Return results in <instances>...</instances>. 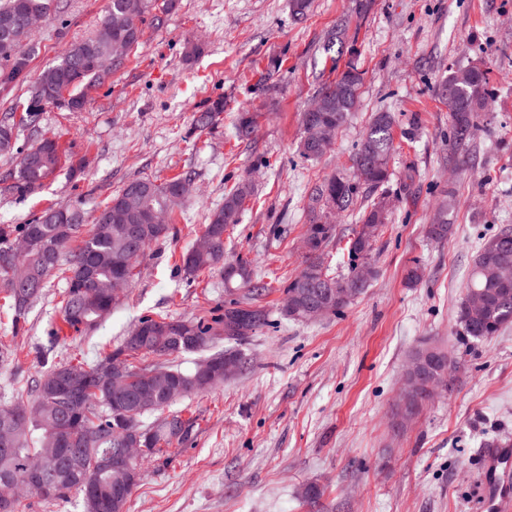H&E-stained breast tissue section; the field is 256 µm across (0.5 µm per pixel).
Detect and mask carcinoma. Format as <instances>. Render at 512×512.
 Returning a JSON list of instances; mask_svg holds the SVG:
<instances>
[{
  "mask_svg": "<svg viewBox=\"0 0 512 512\" xmlns=\"http://www.w3.org/2000/svg\"><path fill=\"white\" fill-rule=\"evenodd\" d=\"M174 0H108L104 17L124 23L123 34L128 49L139 43V23L151 15L160 25L173 8ZM59 0H7L0 4V27L12 23L14 38L0 40V88L24 78L35 47L24 31L27 17L48 18L59 13ZM107 45L97 37L75 43L56 64L38 78L20 118L0 121V154H18L15 168L0 177L5 190L24 198L43 186L57 170L60 151L54 134L36 131V141L26 149L18 147L19 132L31 126L37 115L48 106L70 109L67 103L50 99L64 85L69 96L85 103V90L105 79L90 59L106 55ZM468 83L457 88L453 100L444 89L453 76L443 78L437 95L448 102L453 121V139L464 143L487 102L488 72L480 64L466 66ZM223 110L220 101L193 116V128L204 131L214 125ZM352 112L336 108L334 83L321 87L315 106L301 113L303 134L310 127H327L335 134ZM256 128V114L241 112L234 122L235 138L249 141ZM394 152V117L389 112L375 113L352 157V166L361 177L335 174L318 184L309 197L306 231L313 235L306 241L301 272L282 285L293 310L283 315L303 322V307L319 299L338 301L347 306L368 287L369 280L357 271L367 267L374 275L370 260L381 228L391 220V204L382 197L361 207L358 224L347 241L348 271L335 275L325 261V250L337 236L335 213L353 209L360 186L378 188L388 182ZM187 180L177 176L165 181L143 177L127 182L113 193L91 224L84 223L79 207H51L28 224H0V309L19 332L26 323L33 304L41 298L49 277L57 270L64 274L65 288L59 307L68 329H90L108 314L116 303V282L132 283L147 248L169 237L171 226L154 224L148 219L143 234L129 233L131 217L145 210L170 213L184 204L178 192ZM252 195L251 184L241 180L224 191V206L213 211L205 225L207 243L181 255L180 267L188 275L221 268L224 291L231 299L224 303V313L211 320L185 319L174 316L146 315L129 329L121 343L109 352L88 361L69 357L37 372L14 390L12 397L0 401V479L8 478L21 491L12 494L8 512H27L26 493L29 476L35 468L44 480L53 484L48 499L63 501L77 492L83 496L85 512H126L130 495L100 505L87 494V487L113 483L119 476L106 471L101 461L135 443L142 448L141 459L169 458L172 449L186 444L197 417L172 413L144 424V417L168 410L175 397L185 398L203 393L224 382V359L237 358L240 365L247 359L240 346L264 326L267 313L260 301L271 290L252 269L250 261L227 257L224 235L239 224L244 204ZM439 205L431 223L424 226L427 239L442 243L448 240L453 225L448 223V206ZM492 265L512 267V228L503 227L490 236L479 249L463 284L465 300L458 307L456 322L461 336L472 341L489 340L512 326V280L487 277ZM478 295L483 312L474 317L468 299ZM201 354L195 367L186 370L178 360ZM125 364L122 372L112 371L116 362ZM458 362L448 353L434 358L428 365L425 384L405 403L404 411L415 415L432 398V387L456 371Z\"/></svg>",
  "mask_w": 512,
  "mask_h": 512,
  "instance_id": "obj_1",
  "label": "carcinoma"
}]
</instances>
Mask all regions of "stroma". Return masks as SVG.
<instances>
[{
	"mask_svg": "<svg viewBox=\"0 0 512 512\" xmlns=\"http://www.w3.org/2000/svg\"><path fill=\"white\" fill-rule=\"evenodd\" d=\"M42 21L26 78L0 90V115L21 112L40 73L71 44L94 35L106 0H63ZM311 0L305 18L290 0H177L163 25L143 35L118 71L86 92L76 112L46 108L61 162L24 200L0 191V224H25L48 207L99 204L128 181L191 176L187 204L167 216L174 236L150 245L137 279L96 327L62 330L64 286L53 277L20 333L0 325V394L69 355L95 359L145 315L209 317L227 295L224 275L178 266L196 244L224 190L251 178L254 193L225 239L265 279L301 271L309 195L351 158L372 113L395 116L397 147L383 190L393 222L378 236L367 290L340 312L297 323L281 314L282 293L263 304L269 321L242 346L245 369L215 389L177 401L198 425L171 462L147 460L127 512H484L476 486L480 452L512 438V328L487 341L460 337L456 311L477 251L512 226V0ZM345 28L340 56L324 50ZM488 70L492 96L470 138L455 145L452 117L436 86L470 63ZM364 75L360 106L326 153L303 158L300 114L323 83L347 66ZM223 101L217 124L193 115ZM258 113L250 142L233 137L238 112ZM456 197L453 236L428 240L444 192ZM424 278L406 282L412 266ZM57 343H50V336ZM448 349L460 369L414 418L393 423L412 351L421 341ZM48 358H41V351ZM320 493L306 497L308 487Z\"/></svg>",
	"mask_w": 512,
	"mask_h": 512,
	"instance_id": "stroma-1",
	"label": "stroma"
}]
</instances>
